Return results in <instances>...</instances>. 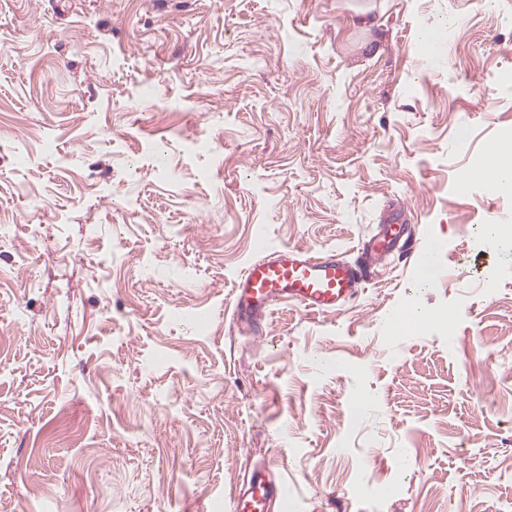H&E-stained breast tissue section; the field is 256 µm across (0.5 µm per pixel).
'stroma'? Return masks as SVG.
I'll return each instance as SVG.
<instances>
[{
  "label": "stroma",
  "mask_w": 512,
  "mask_h": 512,
  "mask_svg": "<svg viewBox=\"0 0 512 512\" xmlns=\"http://www.w3.org/2000/svg\"><path fill=\"white\" fill-rule=\"evenodd\" d=\"M497 144L512 0H0V512H229L269 461L273 512L511 505ZM282 246L369 284L228 330Z\"/></svg>",
  "instance_id": "1"
}]
</instances>
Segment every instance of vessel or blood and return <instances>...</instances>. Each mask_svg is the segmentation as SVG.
<instances>
[{
  "mask_svg": "<svg viewBox=\"0 0 512 512\" xmlns=\"http://www.w3.org/2000/svg\"><path fill=\"white\" fill-rule=\"evenodd\" d=\"M361 267L340 254H311L290 247L251 260L237 277L225 318L238 331H253L275 305L294 303L310 313L339 309L355 298L363 282ZM287 497L269 464L246 469L242 485L231 501V512H271Z\"/></svg>",
  "mask_w": 512,
  "mask_h": 512,
  "instance_id": "1",
  "label": "vessel or blood"
}]
</instances>
